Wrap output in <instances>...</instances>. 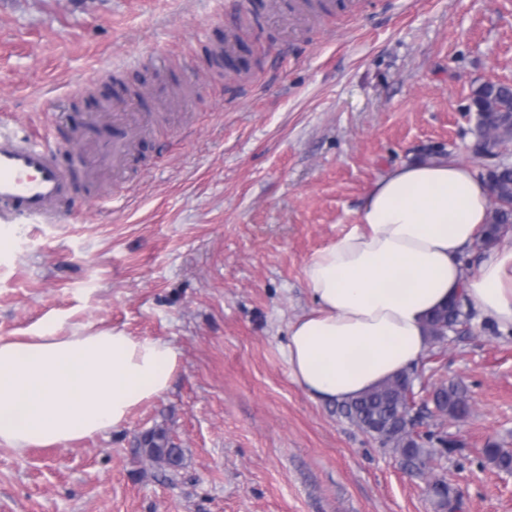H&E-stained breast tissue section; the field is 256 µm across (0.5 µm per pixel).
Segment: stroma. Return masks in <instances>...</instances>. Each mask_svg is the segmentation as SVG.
<instances>
[{
  "label": "stroma",
  "mask_w": 512,
  "mask_h": 512,
  "mask_svg": "<svg viewBox=\"0 0 512 512\" xmlns=\"http://www.w3.org/2000/svg\"><path fill=\"white\" fill-rule=\"evenodd\" d=\"M240 27L228 69L212 55ZM512 85V0H361L297 37L255 0H0V123L59 147L110 138L112 96L150 130L56 223L0 239V338L52 320L169 342L178 368L120 430L24 455L0 447V512H437L427 478L291 378L308 258L356 223L393 166L435 155L486 174L473 90ZM104 113L94 130L90 115ZM462 418L436 476L458 512H512V330L472 327L417 363ZM164 428L182 464L147 460Z\"/></svg>",
  "instance_id": "35a3bbf8"
}]
</instances>
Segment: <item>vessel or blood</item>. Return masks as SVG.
I'll return each instance as SVG.
<instances>
[{
  "label": "vessel or blood",
  "instance_id": "b4317fda",
  "mask_svg": "<svg viewBox=\"0 0 512 512\" xmlns=\"http://www.w3.org/2000/svg\"><path fill=\"white\" fill-rule=\"evenodd\" d=\"M269 14L287 13L293 31L315 19L312 0H263ZM124 99H116L110 140L93 142L74 150L69 163H60L55 152L0 129V222L27 217H54L61 203L80 185L93 180L102 168L123 169L146 125L140 113L124 111Z\"/></svg>",
  "mask_w": 512,
  "mask_h": 512
}]
</instances>
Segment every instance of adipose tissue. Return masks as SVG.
Returning a JSON list of instances; mask_svg holds the SVG:
<instances>
[{"label": "adipose tissue", "instance_id": "ef3b65f1", "mask_svg": "<svg viewBox=\"0 0 512 512\" xmlns=\"http://www.w3.org/2000/svg\"><path fill=\"white\" fill-rule=\"evenodd\" d=\"M490 202L467 164L390 169L356 224L305 264L315 306L288 329L292 379L312 399L336 403L414 366L430 346L426 317L461 288L483 315L512 326V229L462 271ZM177 367L169 343L117 328L82 325L64 336L52 322L0 339V446L21 454L118 430L169 389Z\"/></svg>", "mask_w": 512, "mask_h": 512}]
</instances>
